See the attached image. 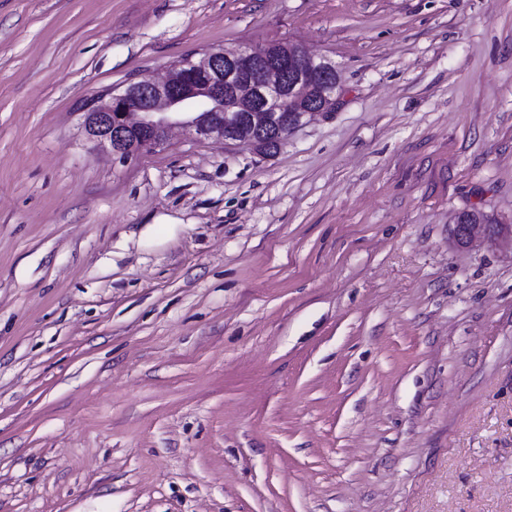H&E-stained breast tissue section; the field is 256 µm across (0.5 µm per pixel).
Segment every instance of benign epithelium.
Wrapping results in <instances>:
<instances>
[{
	"instance_id": "benign-epithelium-1",
	"label": "benign epithelium",
	"mask_w": 512,
	"mask_h": 512,
	"mask_svg": "<svg viewBox=\"0 0 512 512\" xmlns=\"http://www.w3.org/2000/svg\"><path fill=\"white\" fill-rule=\"evenodd\" d=\"M339 94L336 65L299 44L222 47L181 58L163 80L138 75L117 93L97 94L85 106L83 127L93 146L122 159L166 144L174 128L263 155L307 118L332 109ZM449 240L460 249L512 242V220L489 224L461 212Z\"/></svg>"
}]
</instances>
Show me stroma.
I'll list each match as a JSON object with an SVG mask.
<instances>
[{"label": "stroma", "mask_w": 512, "mask_h": 512, "mask_svg": "<svg viewBox=\"0 0 512 512\" xmlns=\"http://www.w3.org/2000/svg\"><path fill=\"white\" fill-rule=\"evenodd\" d=\"M304 44L271 156L82 108ZM512 0H0V512H512ZM450 243L460 249H469L477 243L493 246L508 240L512 246V220L488 224L482 219L474 220L470 211L460 212L454 224H449Z\"/></svg>", "instance_id": "35a3bbf8"}]
</instances>
